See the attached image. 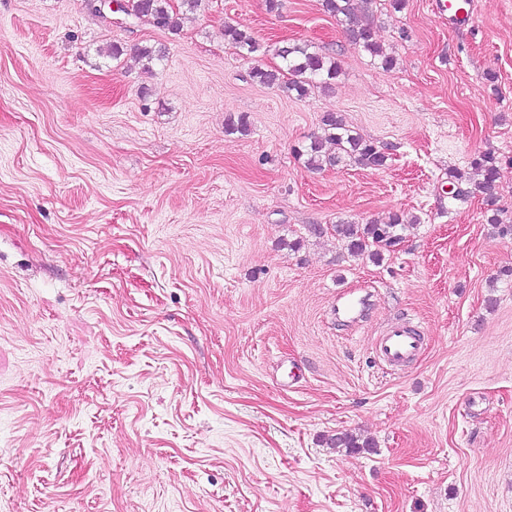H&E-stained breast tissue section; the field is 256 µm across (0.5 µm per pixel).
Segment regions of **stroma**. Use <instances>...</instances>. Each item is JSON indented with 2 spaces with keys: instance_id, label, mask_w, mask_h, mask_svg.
Instances as JSON below:
<instances>
[{
  "instance_id": "obj_1",
  "label": "stroma",
  "mask_w": 512,
  "mask_h": 512,
  "mask_svg": "<svg viewBox=\"0 0 512 512\" xmlns=\"http://www.w3.org/2000/svg\"><path fill=\"white\" fill-rule=\"evenodd\" d=\"M430 2L364 0L385 70L322 0H205L175 34L0 0V512H512V236L487 222L512 218V0L456 31ZM294 42L331 88L251 78ZM328 112L385 165L306 169ZM488 151L495 204L449 199ZM394 214L377 263L332 230ZM398 320L424 343L390 369ZM344 431L375 445L324 444ZM224 32L227 39L236 48L246 51L247 54H254L260 50V44L247 31L229 25L225 28ZM423 339L420 331L410 322L389 324L377 344V354L386 365L399 368L409 364L420 353Z\"/></svg>"
}]
</instances>
